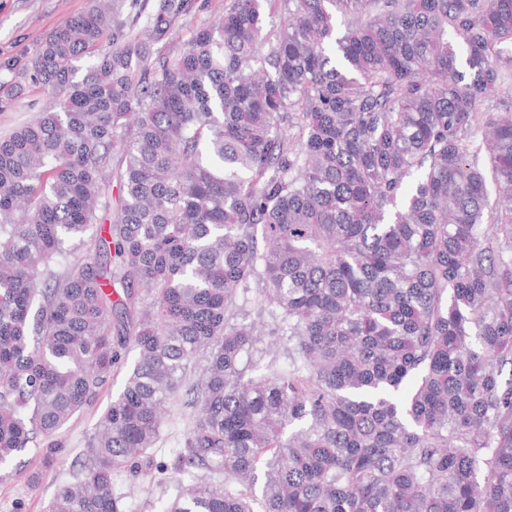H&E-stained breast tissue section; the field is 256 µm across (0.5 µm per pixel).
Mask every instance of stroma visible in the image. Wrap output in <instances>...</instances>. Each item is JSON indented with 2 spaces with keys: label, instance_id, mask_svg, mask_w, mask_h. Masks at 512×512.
I'll list each match as a JSON object with an SVG mask.
<instances>
[{
  "label": "stroma",
  "instance_id": "stroma-1",
  "mask_svg": "<svg viewBox=\"0 0 512 512\" xmlns=\"http://www.w3.org/2000/svg\"><path fill=\"white\" fill-rule=\"evenodd\" d=\"M87 6L88 0H0V96L12 101L10 108L0 112V135L8 134L47 107L48 99L40 92L16 90L12 84L14 75L57 26ZM125 373V368L115 369L110 383L60 433L63 446L53 464L44 469L38 486L28 485L17 475L18 470L37 465V449H26L10 464L0 465V512H46L55 489L72 481L75 470L85 462L87 441L104 407L118 392ZM189 424L188 411L181 404H169L155 451L156 462L169 467L163 484H147L127 473L115 476L114 488L124 496L128 512H162L167 502L182 493L181 476L172 464L183 450Z\"/></svg>",
  "mask_w": 512,
  "mask_h": 512
}]
</instances>
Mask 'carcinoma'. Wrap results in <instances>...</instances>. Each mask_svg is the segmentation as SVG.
I'll return each instance as SVG.
<instances>
[{
    "label": "carcinoma",
    "instance_id": "1",
    "mask_svg": "<svg viewBox=\"0 0 512 512\" xmlns=\"http://www.w3.org/2000/svg\"><path fill=\"white\" fill-rule=\"evenodd\" d=\"M186 7L89 0L17 75L0 464L131 350L47 512H126L178 402L165 512H512V0H226L153 49ZM189 411L180 403L169 404L155 451V463L166 464L168 472L163 484H147L124 472L114 477V488L125 496L128 512H162L167 502L174 500L183 491L181 474L173 469L177 455L184 450V438L190 424Z\"/></svg>",
    "mask_w": 512,
    "mask_h": 512
}]
</instances>
